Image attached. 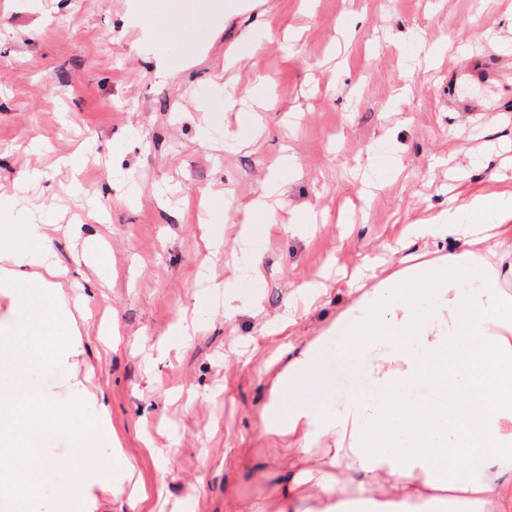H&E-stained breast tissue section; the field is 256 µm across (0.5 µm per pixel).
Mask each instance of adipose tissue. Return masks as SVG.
<instances>
[{
    "mask_svg": "<svg viewBox=\"0 0 512 512\" xmlns=\"http://www.w3.org/2000/svg\"><path fill=\"white\" fill-rule=\"evenodd\" d=\"M194 18L180 0H135L134 50L165 77L195 65L199 52L172 50L188 40ZM448 201L392 246L398 273L378 278V262L362 259L353 301L317 336L283 342L267 360L265 431L291 436L301 454L296 474L274 485L272 512H502L512 473V193ZM234 221L250 243L243 262L260 277L256 245L272 214L259 204L237 216L212 211L210 244ZM0 223V294L11 300L10 323L0 328V362L9 369L0 424L13 431L21 471L0 505L30 512L37 480L55 467L41 451L46 434L66 437L72 427L56 391L46 385L32 394L26 381L48 363L72 368L85 343L78 324L91 319L96 296L70 298L52 251L54 220L32 222L4 191ZM332 360L355 366L376 395L354 394L339 406L322 400L319 373ZM72 394L92 411L73 448L83 481L122 493L131 470L123 450L111 449V466L98 464L99 436L111 429L107 403L80 383ZM323 442L332 445L325 461L315 453Z\"/></svg>",
    "mask_w": 512,
    "mask_h": 512,
    "instance_id": "1",
    "label": "adipose tissue"
}]
</instances>
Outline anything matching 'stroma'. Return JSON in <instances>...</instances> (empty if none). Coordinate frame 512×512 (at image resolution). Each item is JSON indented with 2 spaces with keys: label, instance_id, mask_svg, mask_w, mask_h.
<instances>
[{
  "label": "stroma",
  "instance_id": "1",
  "mask_svg": "<svg viewBox=\"0 0 512 512\" xmlns=\"http://www.w3.org/2000/svg\"><path fill=\"white\" fill-rule=\"evenodd\" d=\"M221 14L199 13L192 39L206 59L161 78L131 47V0H0V185H21L26 197L53 211L58 223L83 224L80 236L56 235L73 294L93 273L76 263L86 238L100 239L110 280L101 307L117 319L120 342L91 339L77 371L43 368L37 383L69 402L75 431L91 418L70 402L74 377L104 394L112 432L135 467L134 482L152 493L144 512H240L270 495L275 459L294 458L288 438L263 429V354L286 340L317 335L350 298L329 258L353 264L378 254L408 224L438 213L446 198L443 158L471 161L463 195L512 190V0H268L270 31L249 56L239 0ZM363 20L355 37L343 32ZM444 49L442 61L429 50ZM240 60L236 97L256 76L268 79L256 147L224 146L238 112L224 107L213 84L228 50ZM207 97L211 111L195 100ZM41 141L56 153L94 145L99 161L80 175L49 171L28 183L26 148ZM384 144L395 170L373 169ZM292 153L299 173L286 188L261 248V280L241 278L238 311L194 306L195 278L208 267L215 281L231 272L236 229L211 251L195 207H236ZM111 191L103 219L89 217L70 191ZM308 210L314 223L293 226L289 213ZM318 279L324 301L279 335L261 332L293 290ZM196 325L187 347L170 345L178 318ZM43 453L57 468L42 489L41 510L53 512L52 486L68 484L88 512H130L126 496L87 488L71 460L72 446L49 436Z\"/></svg>",
  "mask_w": 512,
  "mask_h": 512
}]
</instances>
